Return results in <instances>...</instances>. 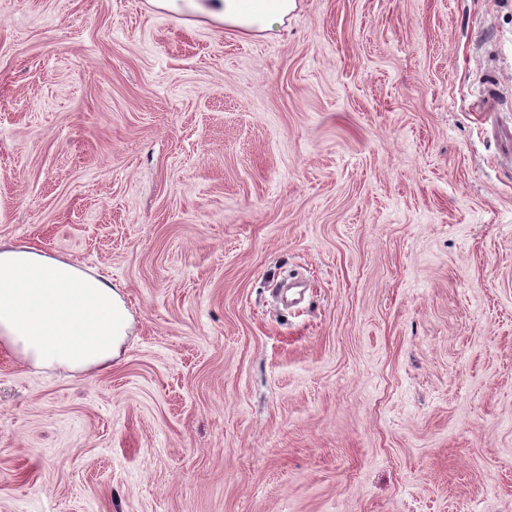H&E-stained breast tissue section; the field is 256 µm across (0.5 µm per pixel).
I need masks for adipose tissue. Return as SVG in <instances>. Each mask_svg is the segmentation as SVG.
Masks as SVG:
<instances>
[{"instance_id":"obj_1","label":"adipose tissue","mask_w":512,"mask_h":512,"mask_svg":"<svg viewBox=\"0 0 512 512\" xmlns=\"http://www.w3.org/2000/svg\"><path fill=\"white\" fill-rule=\"evenodd\" d=\"M225 26L263 32L295 0H183ZM125 316L105 279L33 248L0 246V342L38 367L111 366Z\"/></svg>"}]
</instances>
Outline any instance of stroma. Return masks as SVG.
I'll use <instances>...</instances> for the list:
<instances>
[{
  "instance_id": "stroma-1",
  "label": "stroma",
  "mask_w": 512,
  "mask_h": 512,
  "mask_svg": "<svg viewBox=\"0 0 512 512\" xmlns=\"http://www.w3.org/2000/svg\"><path fill=\"white\" fill-rule=\"evenodd\" d=\"M512 0L229 29L0 0V243L107 278L104 371L0 343V512H512ZM483 109L498 112L504 94L503 78L499 71L488 70L480 79Z\"/></svg>"
}]
</instances>
